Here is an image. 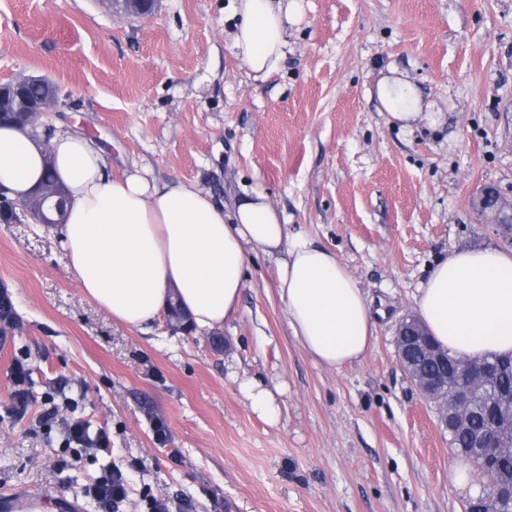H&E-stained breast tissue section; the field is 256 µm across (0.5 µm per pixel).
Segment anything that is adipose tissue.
I'll list each match as a JSON object with an SVG mask.
<instances>
[{
  "label": "adipose tissue",
  "mask_w": 512,
  "mask_h": 512,
  "mask_svg": "<svg viewBox=\"0 0 512 512\" xmlns=\"http://www.w3.org/2000/svg\"><path fill=\"white\" fill-rule=\"evenodd\" d=\"M232 43L255 74L271 73L288 45L282 0H232ZM69 198L59 228L84 294L113 320L141 328L178 298L195 331L220 327L237 309L247 245L280 254L278 293L288 324L319 364L362 361L374 337L369 303L336 254L289 232L260 193L241 199L233 219L210 193L161 184L148 168L115 178L100 144L78 133L42 143L0 125V189L22 199L46 168ZM415 308L449 355L475 361L512 355V251L465 248L440 261L417 290Z\"/></svg>",
  "instance_id": "adipose-tissue-1"
}]
</instances>
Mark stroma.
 Returning <instances> with one entry per match:
<instances>
[{"instance_id": "35a3bbf8", "label": "stroma", "mask_w": 512, "mask_h": 512, "mask_svg": "<svg viewBox=\"0 0 512 512\" xmlns=\"http://www.w3.org/2000/svg\"><path fill=\"white\" fill-rule=\"evenodd\" d=\"M287 2L285 56L257 78L232 47L229 0H162L148 20L113 16L110 0H0V82L52 81L49 125L99 133L111 175L145 165L228 213L263 193L342 260L375 324L363 361L317 363L288 327L275 257L251 245L227 348L159 320L131 328L83 294L58 234L0 223V285L20 318L0 339V493L38 487L99 512L86 490L112 468L128 493L111 512L151 498L169 512H463L482 485L455 481L448 433L394 338L438 260L506 246L469 199L488 184L512 197V0ZM244 381L277 391L276 422ZM78 417L110 454L65 447Z\"/></svg>"}]
</instances>
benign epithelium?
I'll return each mask as SVG.
<instances>
[{
    "label": "benign epithelium",
    "instance_id": "7a95c632",
    "mask_svg": "<svg viewBox=\"0 0 512 512\" xmlns=\"http://www.w3.org/2000/svg\"><path fill=\"white\" fill-rule=\"evenodd\" d=\"M157 8V0H112V12L119 17L132 15L149 16ZM44 78L28 76L21 80L0 83V104L9 100V112L14 122L22 129L34 131L39 122L48 114L56 111L59 104L58 93H52L43 99H30L21 93L26 84H42ZM38 199L49 204V210L40 207L33 209L28 201L23 200L20 207L23 213L39 224H52L62 216L66 207V197L60 187L53 182L40 186L37 190ZM476 213L483 220L494 226V230L512 242V201L507 199L500 190L482 187L472 200ZM395 346L398 359L403 368H408V353L416 349L435 362H448V352L440 350L430 342L418 319L413 315L404 317L399 323ZM459 371L467 376V384L451 387L445 375L435 377H414L417 389L425 399L434 404L438 420L448 425V416L455 422H467L470 411V391L485 387L489 380L488 370L463 364ZM501 451L512 452V422L507 423V430L501 432L496 447L488 449L486 459L491 461Z\"/></svg>",
    "mask_w": 512,
    "mask_h": 512
}]
</instances>
